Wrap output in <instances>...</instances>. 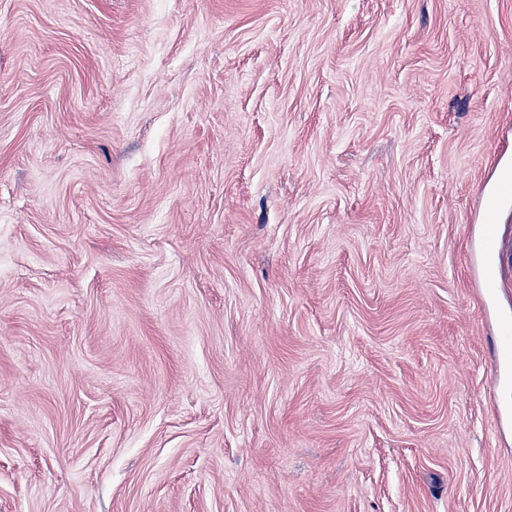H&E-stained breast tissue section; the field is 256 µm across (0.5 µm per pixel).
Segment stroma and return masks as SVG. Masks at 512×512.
<instances>
[{
    "label": "stroma",
    "mask_w": 512,
    "mask_h": 512,
    "mask_svg": "<svg viewBox=\"0 0 512 512\" xmlns=\"http://www.w3.org/2000/svg\"><path fill=\"white\" fill-rule=\"evenodd\" d=\"M512 0H0V512H512ZM494 226L491 224L486 228V235L483 243V256L487 266V272L482 280L484 288H493V275L504 259L503 246L494 237ZM498 337L499 345L495 353V379L508 387L512 385V342L509 336Z\"/></svg>",
    "instance_id": "stroma-1"
}]
</instances>
